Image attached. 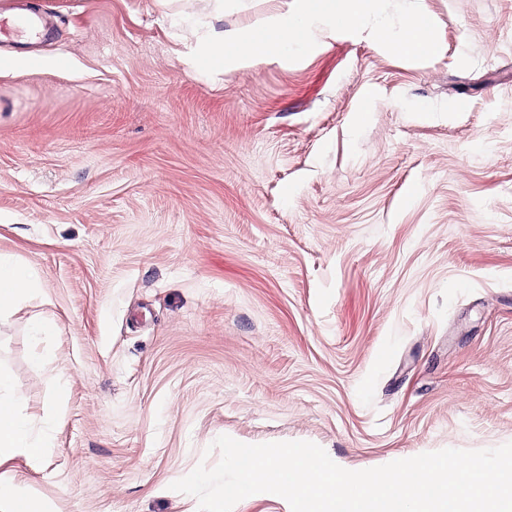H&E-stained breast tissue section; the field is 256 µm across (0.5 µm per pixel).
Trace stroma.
Wrapping results in <instances>:
<instances>
[{
	"label": "stroma",
	"mask_w": 512,
	"mask_h": 512,
	"mask_svg": "<svg viewBox=\"0 0 512 512\" xmlns=\"http://www.w3.org/2000/svg\"><path fill=\"white\" fill-rule=\"evenodd\" d=\"M37 2L55 38L0 49V255L39 279L0 369L57 419L7 466L35 501L197 512L170 485L222 435L353 471L512 442V0H421L429 58L347 30L222 79L159 0Z\"/></svg>",
	"instance_id": "1"
}]
</instances>
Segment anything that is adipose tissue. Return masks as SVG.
<instances>
[{"label":"adipose tissue","mask_w":512,"mask_h":512,"mask_svg":"<svg viewBox=\"0 0 512 512\" xmlns=\"http://www.w3.org/2000/svg\"><path fill=\"white\" fill-rule=\"evenodd\" d=\"M196 0H181L168 17L183 46L184 65L199 72L228 73L282 58L288 45L306 53L321 39L339 30L366 28L365 18L375 0H271L266 22L246 31L217 27L214 16L224 11V0H205L198 11ZM424 11L405 15L399 28L381 24L369 30L371 40L394 46L400 53L427 58L437 54L429 38ZM36 273L28 266L0 255V318L7 316L37 288ZM18 393L10 375L0 370V465L18 457L41 459L51 446L45 431L35 430L29 416L17 410Z\"/></svg>","instance_id":"obj_1"}]
</instances>
